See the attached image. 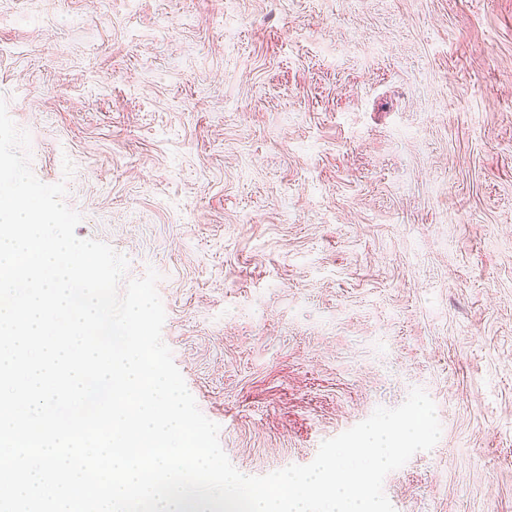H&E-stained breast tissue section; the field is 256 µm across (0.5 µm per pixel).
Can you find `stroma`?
<instances>
[{
  "label": "stroma",
  "instance_id": "35a3bbf8",
  "mask_svg": "<svg viewBox=\"0 0 512 512\" xmlns=\"http://www.w3.org/2000/svg\"><path fill=\"white\" fill-rule=\"evenodd\" d=\"M0 98L239 472L420 388L395 512H512V0H0Z\"/></svg>",
  "mask_w": 512,
  "mask_h": 512
}]
</instances>
